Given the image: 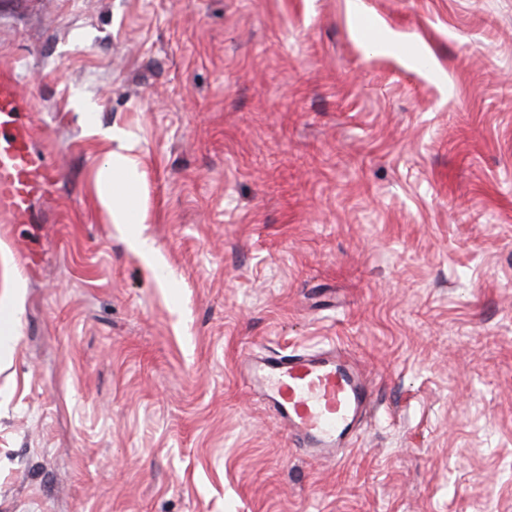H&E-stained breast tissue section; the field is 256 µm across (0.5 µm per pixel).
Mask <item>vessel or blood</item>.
Masks as SVG:
<instances>
[{"label": "vessel or blood", "instance_id": "b4317fda", "mask_svg": "<svg viewBox=\"0 0 512 512\" xmlns=\"http://www.w3.org/2000/svg\"><path fill=\"white\" fill-rule=\"evenodd\" d=\"M26 101L18 82L0 72V209L14 224H30L33 197L51 196L58 177L32 146L21 119ZM298 447L336 459L371 401L361 368L340 351L292 353L255 364L250 374Z\"/></svg>", "mask_w": 512, "mask_h": 512}]
</instances>
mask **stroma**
<instances>
[{
    "label": "stroma",
    "mask_w": 512,
    "mask_h": 512,
    "mask_svg": "<svg viewBox=\"0 0 512 512\" xmlns=\"http://www.w3.org/2000/svg\"><path fill=\"white\" fill-rule=\"evenodd\" d=\"M1 69L60 177L0 213V512H512V0H0ZM316 347L337 462L243 380ZM102 172V192L115 224H143L137 204L139 175L127 156L112 153Z\"/></svg>",
    "instance_id": "1"
}]
</instances>
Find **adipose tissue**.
<instances>
[{
	"mask_svg": "<svg viewBox=\"0 0 512 512\" xmlns=\"http://www.w3.org/2000/svg\"><path fill=\"white\" fill-rule=\"evenodd\" d=\"M139 175L127 156L114 153L102 170V192L116 224H139L143 218L137 204Z\"/></svg>",
	"mask_w": 512,
	"mask_h": 512,
	"instance_id": "ef3b65f1",
	"label": "adipose tissue"
}]
</instances>
